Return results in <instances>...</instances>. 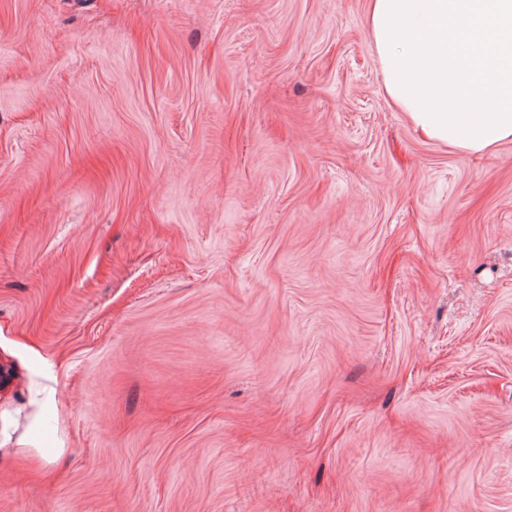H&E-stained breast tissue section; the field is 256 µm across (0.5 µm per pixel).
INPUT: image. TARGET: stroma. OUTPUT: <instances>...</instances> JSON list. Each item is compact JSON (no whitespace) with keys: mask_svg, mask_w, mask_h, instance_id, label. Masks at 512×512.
I'll return each mask as SVG.
<instances>
[{"mask_svg":"<svg viewBox=\"0 0 512 512\" xmlns=\"http://www.w3.org/2000/svg\"><path fill=\"white\" fill-rule=\"evenodd\" d=\"M366 15L0 0V512H512V141Z\"/></svg>","mask_w":512,"mask_h":512,"instance_id":"stroma-1","label":"stroma"}]
</instances>
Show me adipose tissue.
<instances>
[{
  "mask_svg": "<svg viewBox=\"0 0 512 512\" xmlns=\"http://www.w3.org/2000/svg\"><path fill=\"white\" fill-rule=\"evenodd\" d=\"M392 104L424 138L482 156L512 141V0H368Z\"/></svg>",
  "mask_w": 512,
  "mask_h": 512,
  "instance_id": "1",
  "label": "adipose tissue"
}]
</instances>
